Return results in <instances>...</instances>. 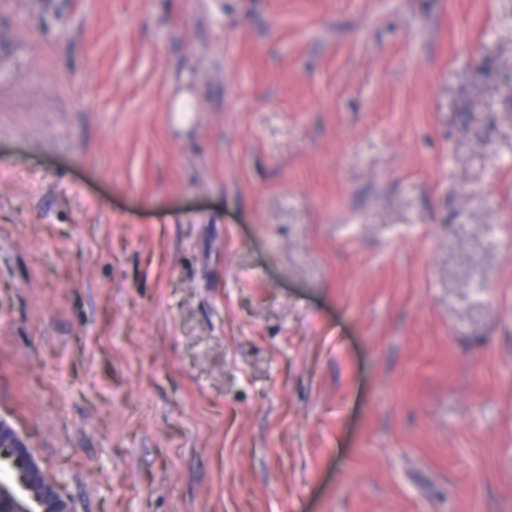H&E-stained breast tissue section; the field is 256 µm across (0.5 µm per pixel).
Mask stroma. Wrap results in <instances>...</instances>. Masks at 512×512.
Masks as SVG:
<instances>
[{
    "instance_id": "1",
    "label": "stroma",
    "mask_w": 512,
    "mask_h": 512,
    "mask_svg": "<svg viewBox=\"0 0 512 512\" xmlns=\"http://www.w3.org/2000/svg\"><path fill=\"white\" fill-rule=\"evenodd\" d=\"M0 422L71 512H512V0H11Z\"/></svg>"
}]
</instances>
